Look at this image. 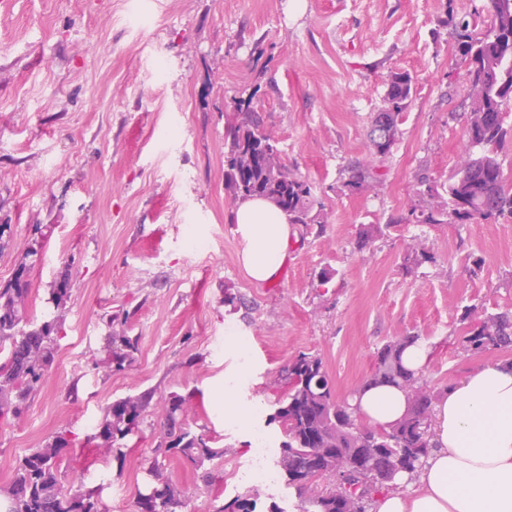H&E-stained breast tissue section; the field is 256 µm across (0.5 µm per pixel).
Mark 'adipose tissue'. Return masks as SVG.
Here are the masks:
<instances>
[{
  "label": "adipose tissue",
  "instance_id": "ef3b65f1",
  "mask_svg": "<svg viewBox=\"0 0 512 512\" xmlns=\"http://www.w3.org/2000/svg\"><path fill=\"white\" fill-rule=\"evenodd\" d=\"M233 220L246 276L258 284L275 280L291 245L286 215L249 198L238 202ZM355 402L377 426L408 409L405 392L390 385L367 388ZM433 421V448L421 468L397 477L417 492H388L376 512H512V367L488 363L473 371L442 397Z\"/></svg>",
  "mask_w": 512,
  "mask_h": 512
}]
</instances>
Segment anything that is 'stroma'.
Instances as JSON below:
<instances>
[{"instance_id":"obj_1","label":"stroma","mask_w":512,"mask_h":512,"mask_svg":"<svg viewBox=\"0 0 512 512\" xmlns=\"http://www.w3.org/2000/svg\"><path fill=\"white\" fill-rule=\"evenodd\" d=\"M488 0H0V284L12 279L37 225L51 226L30 270L27 316H53L49 288L68 274L58 358L27 411L0 424V487L53 433L90 436L112 401L153 388L192 394L186 421L224 455L215 489L195 466L165 460L182 512H218L246 490L256 512H298L287 481L246 475L256 433L277 458L271 386L302 353L322 358L338 398L364 381L377 351L418 336L435 397L512 349L466 353L465 309L512 310V219L404 222L419 174L446 182L465 139V68L446 20ZM408 72L414 93L375 190L341 195L342 166L368 152L370 112L386 79ZM261 105L282 157L324 206L323 231L296 225L279 277L242 272L224 191V128L234 100ZM380 225L371 249L361 225ZM434 262L405 269L413 243ZM331 273L323 281V273ZM239 306L225 304V296ZM127 310L139 351L122 372L94 367L106 312ZM236 330L239 355L226 338ZM246 369L245 380L224 379ZM244 412L224 419L225 400ZM163 422L150 406L123 456L86 446L68 455L64 485L98 486L102 512H137Z\"/></svg>"}]
</instances>
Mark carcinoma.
<instances>
[{
  "instance_id": "1",
  "label": "carcinoma",
  "mask_w": 512,
  "mask_h": 512,
  "mask_svg": "<svg viewBox=\"0 0 512 512\" xmlns=\"http://www.w3.org/2000/svg\"><path fill=\"white\" fill-rule=\"evenodd\" d=\"M448 27L468 82L466 96V142L462 160L448 182L439 185L426 176L419 180L416 200L408 216L419 224H473L512 217V183L505 175L499 150L506 141L505 107L512 98V0H490L487 17L469 19L448 11ZM413 96V79L407 72L390 75L383 105L370 113L368 155L344 167L347 177L337 186L349 195L366 191L380 177L379 170L393 154L400 125ZM238 113L227 124L224 136V190L235 200L265 197L288 216L289 223L317 226L327 223L323 205L312 187L281 157L275 137L269 132L264 113L253 98L237 101ZM376 224L360 230L357 248L364 249L380 235ZM29 266L18 265L13 278L0 287V399L15 403L13 412H0V421L16 418L42 388L55 362L62 338L60 318L41 321L26 316L23 301L29 293ZM68 275L54 280L49 295L56 307L70 298ZM462 349L473 353L512 347V312L471 318L465 311ZM419 338L401 336L376 355L363 385L387 384L406 391L411 409L388 427H370L356 414L333 403L334 390L321 358L301 354L280 374V393L268 423L281 428L279 469L300 499V512H350L354 498L344 486L333 483L319 488V480L332 479L327 464L316 462V449L335 456L361 458L351 473L365 501L382 488L394 486L386 475L415 472L432 449V434L421 432V418L431 415L432 397L422 375L403 364V351ZM138 338L126 333L110 334L96 353L94 363L106 360L110 371L122 372L134 361ZM156 391L146 389L109 405L87 442L100 441L108 451H122L141 430ZM164 407V452L194 461L202 468L204 487L216 484L218 475L204 468L224 454L203 441L204 433L187 427L183 416L189 396L171 392L160 398ZM78 445L64 430L19 459L8 486L0 488L5 512H100L98 490L84 484L64 490L63 453ZM145 490L139 492L138 512H177L180 492L159 469H154ZM251 492L235 496L218 512H255Z\"/></svg>"
}]
</instances>
